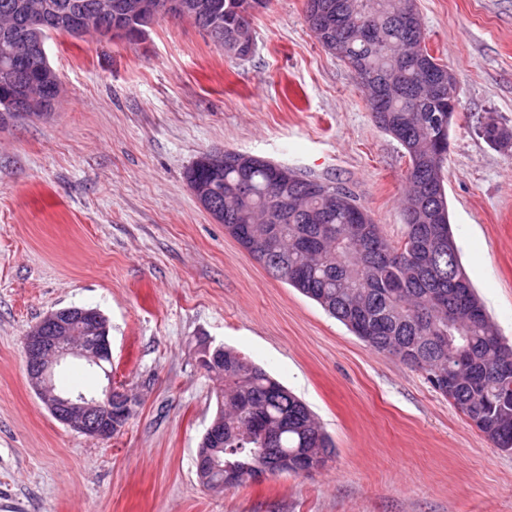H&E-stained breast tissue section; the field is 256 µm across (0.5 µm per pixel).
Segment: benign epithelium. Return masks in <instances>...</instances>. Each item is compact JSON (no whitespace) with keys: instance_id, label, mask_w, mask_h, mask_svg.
<instances>
[{"instance_id":"benign-epithelium-1","label":"benign epithelium","mask_w":512,"mask_h":512,"mask_svg":"<svg viewBox=\"0 0 512 512\" xmlns=\"http://www.w3.org/2000/svg\"><path fill=\"white\" fill-rule=\"evenodd\" d=\"M207 6L206 0H151L144 5L151 17H171L187 21L199 19ZM105 18L112 20L110 34L122 40L138 42L146 33L144 28L130 29L126 16L120 12L112 0H99L91 15L79 16L65 35L81 38L93 26V21ZM31 38L20 37L15 42L22 43L26 52L15 54V65L0 69V73L13 81L12 95L17 112L25 117L44 116L47 111V86L49 82L13 80L17 65L24 64L32 55L48 61L46 41L51 36L35 26H30ZM456 79L448 73V101L438 106L440 114L434 117V125L445 131L449 117L458 112L454 93ZM197 162L210 170L224 167V153L206 152ZM84 359L92 367L103 368L112 362L111 342L105 319L96 313L80 308L55 310L35 324L24 337V364L28 383L35 391L50 414L63 425L92 439H108L112 436V391L109 386L104 396L64 395L56 390L55 369L68 356Z\"/></svg>"}]
</instances>
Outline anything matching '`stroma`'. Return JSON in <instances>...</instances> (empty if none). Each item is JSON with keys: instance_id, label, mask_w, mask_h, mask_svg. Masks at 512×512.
<instances>
[{"instance_id": "stroma-1", "label": "stroma", "mask_w": 512, "mask_h": 512, "mask_svg": "<svg viewBox=\"0 0 512 512\" xmlns=\"http://www.w3.org/2000/svg\"><path fill=\"white\" fill-rule=\"evenodd\" d=\"M428 45L457 82L446 191L462 264L512 340V0H417ZM254 50L230 58L187 21L140 44L60 35L50 116L0 125V512H512V450L494 447L424 372L376 352L272 277L200 205L187 168L210 150L346 184L388 237L402 231L408 158L378 129L354 74L306 21L269 0ZM107 320L112 374L71 357L59 391L106 384L137 399L96 440L42 405L23 339L52 310ZM227 345L312 410L335 451L309 475L224 491L195 458L217 412L205 348Z\"/></svg>"}]
</instances>
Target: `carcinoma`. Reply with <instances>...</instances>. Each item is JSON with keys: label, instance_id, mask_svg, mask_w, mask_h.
<instances>
[{"label": "carcinoma", "instance_id": "carcinoma-1", "mask_svg": "<svg viewBox=\"0 0 512 512\" xmlns=\"http://www.w3.org/2000/svg\"><path fill=\"white\" fill-rule=\"evenodd\" d=\"M74 0H0L4 16L18 22L35 9L62 33L73 20ZM228 44H253L250 0H220ZM412 0H307L306 19L320 44L355 73L375 124L385 133L402 129L395 140L408 157L403 230L389 238L375 219L368 235L349 223L355 194L331 204L306 191L311 180L297 170L279 180V165L256 160L242 167L239 153L224 151V169L213 173L192 163L187 183L209 187L208 212L224 231L274 278L317 303L372 349L393 355L426 374L432 387L469 419L485 411L497 426L479 431L495 447L512 450V345L500 335L472 287L465 296L455 279L467 278L451 231L445 188L447 154L440 153L427 114L448 94V66L419 50L405 17H417ZM206 372L216 383L217 414L224 436L202 438L217 466L203 485L224 490V467L239 472L240 486L257 472L309 475L332 444L308 407L262 367L232 348L203 353ZM454 374L452 390L436 379Z\"/></svg>", "mask_w": 512, "mask_h": 512}]
</instances>
